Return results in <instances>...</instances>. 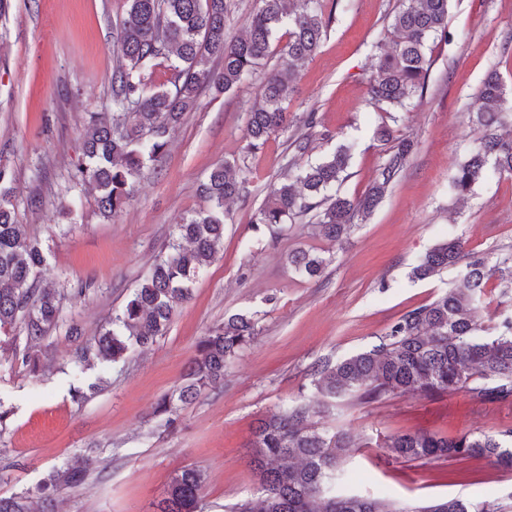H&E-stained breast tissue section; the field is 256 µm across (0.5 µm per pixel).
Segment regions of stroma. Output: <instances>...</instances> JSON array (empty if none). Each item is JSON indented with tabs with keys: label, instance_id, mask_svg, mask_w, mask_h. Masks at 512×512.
Returning <instances> with one entry per match:
<instances>
[{
	"label": "stroma",
	"instance_id": "obj_1",
	"mask_svg": "<svg viewBox=\"0 0 512 512\" xmlns=\"http://www.w3.org/2000/svg\"><path fill=\"white\" fill-rule=\"evenodd\" d=\"M336 9L320 47L301 69L288 110L315 113L318 138L307 159L291 145L293 129L273 134L248 154L246 114L259 77L235 91L203 94L163 156L149 163L133 200L117 217L99 216L96 191L75 183L87 113L109 106L115 34L127 0H0V166L13 175L19 223L47 257L43 284L63 297L58 328L32 345L43 369L0 360V496L20 494L76 454L89 476L61 489L57 512H155L175 470L196 466L207 476L205 512H228L260 495L249 464L253 429L271 411L312 398V366L372 343L406 311L451 288L460 271L417 280L419 257L451 237L477 256L512 251V180L478 184L457 199L448 182L479 134L467 113L482 80L497 69L512 91V0H450L448 38L432 46L422 95L398 120L367 93L371 65L398 0H333ZM392 127L416 150L401 179L342 243L321 237L310 222L282 225L275 241L253 219L271 184L339 146L356 151L342 194L365 192L385 158L376 131ZM233 161L246 179L245 197L229 202L224 249L180 306L165 336L132 348L124 361L77 372V340H89L131 296L173 227L203 207L197 188L216 164ZM38 207H30V197ZM327 257L321 278L288 264L292 251ZM84 289L73 300L74 289ZM256 315L257 335L229 364L222 387L177 410L178 425L154 414L157 400L178 387L198 340L225 317ZM78 328L80 338L69 331ZM104 378L108 387L84 404L70 390ZM367 440L350 449L336 491L427 504L460 497L512 512V471L486 459L403 462L382 448L385 437L418 430L456 437L494 434L512 426V402L480 404L465 392L434 399L402 395L372 404L341 403L321 418Z\"/></svg>",
	"mask_w": 512,
	"mask_h": 512
}]
</instances>
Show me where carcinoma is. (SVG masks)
<instances>
[{"label":"carcinoma","mask_w":512,"mask_h":512,"mask_svg":"<svg viewBox=\"0 0 512 512\" xmlns=\"http://www.w3.org/2000/svg\"><path fill=\"white\" fill-rule=\"evenodd\" d=\"M243 33L228 39L227 0H128L116 34L117 61L112 70V108L88 114L83 134V162L72 177L98 191L102 217L112 218L131 200L136 179L148 163L166 150L171 135L193 111L202 92L224 94L253 77L272 51L282 28L287 42L279 68L263 77L247 113L246 150L262 148L270 136L288 127L286 104L293 95L299 69L315 56L332 15L323 0H257ZM449 0H400L391 23L392 46L377 57L369 77V95L377 104L399 112L419 92L431 66L429 43L448 37ZM480 133L479 144L451 177L459 198L492 176L512 178V98L500 75L484 79L469 113ZM314 113L303 119L294 146L309 151ZM368 191L358 199L336 194L344 180L352 147L301 169L294 179L271 187L255 224L275 227L295 223L312 213L321 234L339 241L351 226L368 217L388 187L407 167L415 149L412 139L395 138ZM13 176L0 167V357L38 377V363L11 335L19 327L26 343L44 340L60 320V301L43 288L40 275L46 257L26 225L16 219ZM245 181L236 164L215 166L200 184L205 206L176 225L167 253L152 264L126 305L112 317V327L92 342L80 343L74 363L82 368L116 363L135 346L147 347L165 335L177 308L192 296L200 274L215 260L224 243L227 202L242 196ZM295 271L307 278L321 275L330 259L300 250L289 255ZM465 264L459 284L427 304L405 312L388 326L378 342L335 362L318 361L311 370L317 398L301 400L262 419L254 431L251 465L259 477L260 497L237 504L233 512H501L490 502L453 497L413 507L385 499L327 492L339 459L356 443L346 432L328 433L315 418L332 403L348 399L359 404L397 395L433 396L464 391L479 402L512 400V317L492 326L475 320L488 281L512 288V254L491 262L465 251L450 238L425 253L413 268L417 279ZM256 336L255 315L228 316L196 344L184 382L161 396L156 416L174 425L178 404L190 403L224 382L227 364ZM384 447L405 461L490 459L512 470V428L500 433H467L454 439L428 432L388 437ZM78 455L43 480L36 492L40 512H56V494L85 481ZM204 472L197 467L176 471L157 512H202ZM0 512H30L25 494L0 497Z\"/></svg>","instance_id":"obj_1"}]
</instances>
